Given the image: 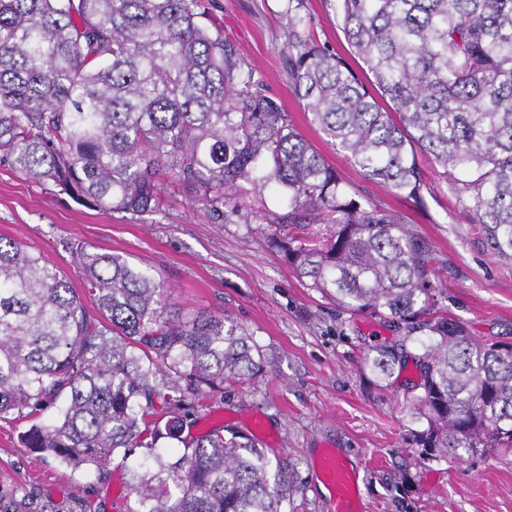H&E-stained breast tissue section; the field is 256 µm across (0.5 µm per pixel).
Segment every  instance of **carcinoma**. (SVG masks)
Instances as JSON below:
<instances>
[{"label":"carcinoma","instance_id":"carcinoma-1","mask_svg":"<svg viewBox=\"0 0 512 512\" xmlns=\"http://www.w3.org/2000/svg\"><path fill=\"white\" fill-rule=\"evenodd\" d=\"M348 44L387 112L345 60L288 16L293 93L363 176L421 199L427 154L512 260V0H337ZM204 0H0V163L83 206L143 216L170 182L215 222L249 224L248 188L285 211L276 245L291 271L349 314L404 333L365 365L392 383L412 361L404 442L416 463L512 452V352L448 317L435 253L404 218L366 205L288 122ZM78 293L41 255L0 240V420L33 423L22 447L75 471L136 452L135 512H288L294 465L247 436L187 441L203 387L263 370L252 335L174 308L163 283L120 255L76 251ZM419 354L408 351L407 341ZM167 438L177 448H160ZM0 512H34L0 489Z\"/></svg>","mask_w":512,"mask_h":512}]
</instances>
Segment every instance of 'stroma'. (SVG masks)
<instances>
[{
  "label": "stroma",
  "mask_w": 512,
  "mask_h": 512,
  "mask_svg": "<svg viewBox=\"0 0 512 512\" xmlns=\"http://www.w3.org/2000/svg\"><path fill=\"white\" fill-rule=\"evenodd\" d=\"M211 22L236 46L268 94L280 99L291 123L368 201L402 214L429 241L449 317L479 340L512 342V260L494 256L481 225L453 193L442 169L421 157L427 184L421 199L366 180L298 104L282 45L296 13L314 40L331 46L364 80L371 74L354 54L332 0H206ZM275 225L218 224L182 188L165 186L159 209L140 217L78 204L53 185H39L0 164V238L41 254L72 288L83 290L76 251L92 245L119 254L163 281L172 303L224 317L249 331L265 365L253 381L205 390L197 421L185 435L213 429L248 431L261 418L263 447L277 449L297 469L301 491L294 512H334L313 461L334 446L360 476L365 512H512V455L455 457L415 465L403 436L404 388L416 380L407 365L396 384L382 387L364 362L390 342L393 328L366 314H340L329 299L290 271L273 241ZM0 421V488L34 491L49 512H134L124 489L136 456H115L103 476L72 471L49 455L22 448L18 434L46 422Z\"/></svg>",
  "instance_id": "1"
}]
</instances>
